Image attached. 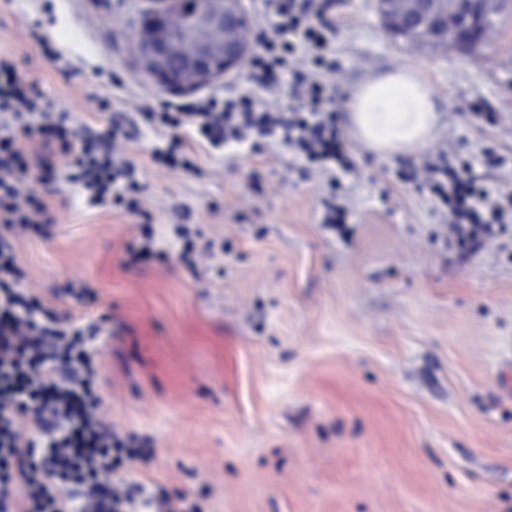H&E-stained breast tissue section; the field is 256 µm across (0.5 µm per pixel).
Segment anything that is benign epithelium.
<instances>
[{"instance_id": "1", "label": "benign epithelium", "mask_w": 512, "mask_h": 512, "mask_svg": "<svg viewBox=\"0 0 512 512\" xmlns=\"http://www.w3.org/2000/svg\"><path fill=\"white\" fill-rule=\"evenodd\" d=\"M133 42L142 71L164 91H186L241 66L252 49L240 0H150ZM384 32L421 51L473 52L512 0H376Z\"/></svg>"}]
</instances>
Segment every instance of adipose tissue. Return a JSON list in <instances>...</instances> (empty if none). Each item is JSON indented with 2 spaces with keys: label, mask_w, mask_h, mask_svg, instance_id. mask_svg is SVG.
I'll return each mask as SVG.
<instances>
[{
  "label": "adipose tissue",
  "mask_w": 512,
  "mask_h": 512,
  "mask_svg": "<svg viewBox=\"0 0 512 512\" xmlns=\"http://www.w3.org/2000/svg\"><path fill=\"white\" fill-rule=\"evenodd\" d=\"M352 137L380 156L427 147L441 123L435 95L413 68H397L357 85L346 101Z\"/></svg>",
  "instance_id": "adipose-tissue-1"
}]
</instances>
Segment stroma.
<instances>
[{
	"instance_id": "obj_1",
	"label": "stroma",
	"mask_w": 512,
	"mask_h": 512,
	"mask_svg": "<svg viewBox=\"0 0 512 512\" xmlns=\"http://www.w3.org/2000/svg\"><path fill=\"white\" fill-rule=\"evenodd\" d=\"M142 3L0 0V53L83 136L120 127L152 216L90 204L60 167L30 184L49 236L14 241L20 287L99 321L101 414L138 436L135 478L196 512H512V237L446 244L443 207L416 181L443 151L512 191V11L471 55H422L383 33L374 0H334L342 93L414 67L443 114L417 154L349 142L340 237L321 224L325 179L280 142L196 148L194 173L156 160L167 136L141 109L165 94L134 52ZM177 224L196 246L185 261ZM147 238L155 258L131 263Z\"/></svg>"
}]
</instances>
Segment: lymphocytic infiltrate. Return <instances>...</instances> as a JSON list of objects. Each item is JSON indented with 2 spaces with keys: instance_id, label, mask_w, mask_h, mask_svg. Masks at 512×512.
I'll list each match as a JSON object with an SVG mask.
<instances>
[{
  "instance_id": "lymphocytic-infiltrate-1",
  "label": "lymphocytic infiltrate",
  "mask_w": 512,
  "mask_h": 512,
  "mask_svg": "<svg viewBox=\"0 0 512 512\" xmlns=\"http://www.w3.org/2000/svg\"><path fill=\"white\" fill-rule=\"evenodd\" d=\"M266 21L253 32L257 50L250 69L264 91L289 90L293 103L280 109L248 94L206 96L189 103H148L142 117L172 134L163 163L191 172L184 135L197 144L240 141L251 135L279 137L305 163L339 185L352 163L336 123V89L325 76L336 67L328 0H263ZM36 82L0 56V512H137L140 486L124 482L134 456L99 418L94 369L83 332L70 317L45 312L17 289L18 267L5 234L52 221L46 201L24 188L25 177L65 166L67 178L90 202H109L141 214V186L126 158L99 149L50 117ZM431 191L446 207L448 242L474 247L493 225L512 221V193L489 191L472 164L455 168L446 155L427 166ZM30 419L49 445L38 455L26 438Z\"/></svg>"
}]
</instances>
